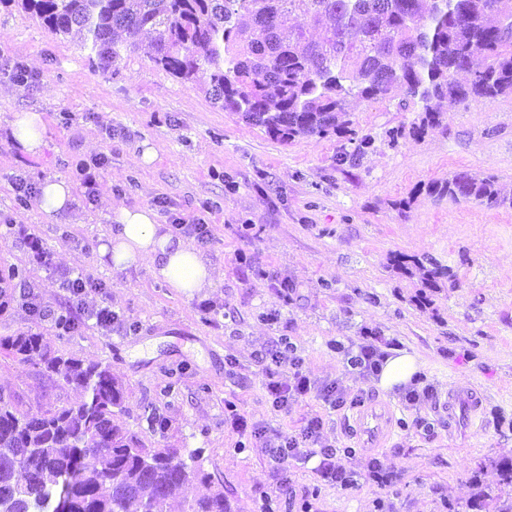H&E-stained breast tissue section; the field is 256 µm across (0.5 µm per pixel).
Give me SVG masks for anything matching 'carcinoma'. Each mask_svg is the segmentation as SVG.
<instances>
[{
  "mask_svg": "<svg viewBox=\"0 0 512 512\" xmlns=\"http://www.w3.org/2000/svg\"><path fill=\"white\" fill-rule=\"evenodd\" d=\"M55 35L82 37L89 62L107 67L149 30L154 64L184 83L209 72L212 103L281 141L344 133L350 97L383 100L401 89L421 104L412 132L439 122L441 104L512 97V12L500 0H5ZM289 15L303 23L288 31ZM430 195L512 209L494 174L455 172ZM396 269L431 288L448 268L395 256ZM0 350L40 367L82 399L40 416L0 388V512H227L211 474L179 448H151L116 420L124 390L99 363L65 358L36 333L0 336ZM209 492H197V486ZM512 512V464L499 466Z\"/></svg>",
  "mask_w": 512,
  "mask_h": 512,
  "instance_id": "1",
  "label": "carcinoma"
}]
</instances>
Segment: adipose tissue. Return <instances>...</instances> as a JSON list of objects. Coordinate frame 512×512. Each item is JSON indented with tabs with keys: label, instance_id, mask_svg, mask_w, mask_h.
<instances>
[{
	"label": "adipose tissue",
	"instance_id": "1",
	"mask_svg": "<svg viewBox=\"0 0 512 512\" xmlns=\"http://www.w3.org/2000/svg\"><path fill=\"white\" fill-rule=\"evenodd\" d=\"M10 128L22 153L42 154L46 146L42 113H14ZM112 220V232L98 248L102 264L115 271L148 267L155 280L165 282L188 298L215 287L216 275L209 261L188 241L169 233L153 209L119 206L113 209ZM418 371L414 356L392 349L382 363L376 385L383 391L396 393L410 385Z\"/></svg>",
	"mask_w": 512,
	"mask_h": 512
}]
</instances>
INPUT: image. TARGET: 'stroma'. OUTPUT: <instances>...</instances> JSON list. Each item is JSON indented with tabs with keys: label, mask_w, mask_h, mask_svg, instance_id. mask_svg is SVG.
Listing matches in <instances>:
<instances>
[{
	"label": "stroma",
	"mask_w": 512,
	"mask_h": 512,
	"mask_svg": "<svg viewBox=\"0 0 512 512\" xmlns=\"http://www.w3.org/2000/svg\"><path fill=\"white\" fill-rule=\"evenodd\" d=\"M151 54L145 37L111 67H94L78 40L0 0V270L25 269L16 288H33L46 309L35 314L15 300L0 312V336L39 333L63 356L109 366L125 390L119 422L146 445L191 453V466L223 488L229 512H259L265 493L274 512L306 500L314 512H375L371 486L337 489L309 462L290 461L292 486L279 488L254 439L227 420L230 403L248 424L288 433L321 415L324 440L356 449L348 465L367 477L374 451L358 448L350 409H329L313 395L288 414L272 409L256 352L281 336L310 378L342 381L352 395L393 407L387 463L400 480L386 495L398 512H446L445 503L497 494V466L512 463V210L455 203L426 187L457 171L495 174L512 186V98L455 104L421 135L411 132L416 106L398 105L402 92L390 102L351 100L352 127L372 142L359 154L345 134L274 139L215 107L207 74L181 82ZM18 66L32 82L17 83ZM23 110L44 115L42 155L23 154L10 135ZM145 141L157 153L146 165ZM80 159L102 162L94 203L74 201L49 221L13 189L49 176L74 181ZM158 198L159 223L176 215L210 225L201 251L217 287L188 298L147 268L100 264L113 207H150ZM403 198L410 206L401 211L394 203ZM12 220L53 251V270L29 268ZM399 254L437 259L451 276L428 289L394 268ZM70 270L100 284L86 301L117 313L112 328L88 320L58 335L50 316L64 304L60 276ZM366 330L416 357L435 407L406 409L400 395L352 369L348 358ZM0 386L32 415L81 398L36 366L8 359L0 361ZM453 389L473 397L449 400ZM152 411L165 417V432L149 426ZM418 416L432 423L431 435L417 430Z\"/></svg>",
	"instance_id": "35a3bbf8"
}]
</instances>
